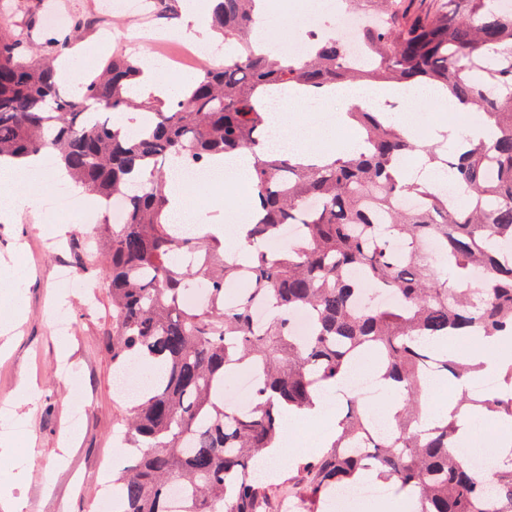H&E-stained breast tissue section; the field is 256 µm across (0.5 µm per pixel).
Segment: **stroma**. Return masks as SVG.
Returning <instances> with one entry per match:
<instances>
[{
	"mask_svg": "<svg viewBox=\"0 0 512 512\" xmlns=\"http://www.w3.org/2000/svg\"><path fill=\"white\" fill-rule=\"evenodd\" d=\"M110 0H0V12L32 21L39 31L45 15L60 12L88 21L75 43L87 61L111 57L130 36L126 15H103ZM86 229L60 221L33 197L9 215L0 214V477L22 473L19 488L0 492V512H99L107 494L91 480L100 458L115 453L114 432L129 405L116 392L109 346L110 298L91 255ZM74 270L95 282V308L87 310L83 289H59L56 276ZM65 306L71 333L58 337L54 310ZM37 390L21 400L22 383ZM88 414L69 425L72 409ZM318 430L300 424L288 432V454L279 461L280 481L297 474L299 462L316 456Z\"/></svg>",
	"mask_w": 512,
	"mask_h": 512,
	"instance_id": "stroma-1",
	"label": "stroma"
}]
</instances>
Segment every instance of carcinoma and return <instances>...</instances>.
Segmentation results:
<instances>
[{
    "instance_id": "carcinoma-1",
    "label": "carcinoma",
    "mask_w": 512,
    "mask_h": 512,
    "mask_svg": "<svg viewBox=\"0 0 512 512\" xmlns=\"http://www.w3.org/2000/svg\"><path fill=\"white\" fill-rule=\"evenodd\" d=\"M215 2L211 28L235 52L166 107L131 96L141 60L124 50L80 90L61 93L58 59L84 23L48 32L32 53L29 27L0 17V160L49 153L99 200H125L124 223L105 219L92 232L112 303V362L158 372L132 397L123 424L136 454L112 471V512H169L175 487L181 512H274V491L255 467L284 436L282 407L312 406L322 383L365 354L378 360L380 382L403 396L394 435L369 436L362 403L347 398L339 438L298 465L302 512H321L335 490L358 485L359 469L418 495L415 512H512V458L495 467L488 493L458 460L456 422L425 428L419 411L424 369L458 384L475 370L439 339L460 330L512 337V8L443 0L411 17L401 0H347L378 15L361 35L367 63L352 69L343 43L327 34L285 62L253 41L255 0ZM423 80L451 89L497 127L492 144L445 161L470 196L464 209L396 180L394 162L417 146L386 113H350L365 148L323 165L264 146L267 103L291 85ZM90 104L109 114L135 109L148 124L124 133L89 117ZM240 150L255 156L263 213L248 232L245 261L230 263L214 237H183L167 222L166 188L185 156L210 161ZM402 196L421 206L396 208ZM285 224L299 225L300 238L270 250ZM188 253L205 263L177 260ZM450 271L465 276V287L448 288ZM365 282L395 299L357 305ZM193 294L202 296L197 305L186 303ZM303 310L316 330L300 342L292 318ZM244 370L258 383L250 410L238 414L225 405L224 383ZM481 405L512 418V391Z\"/></svg>"
}]
</instances>
